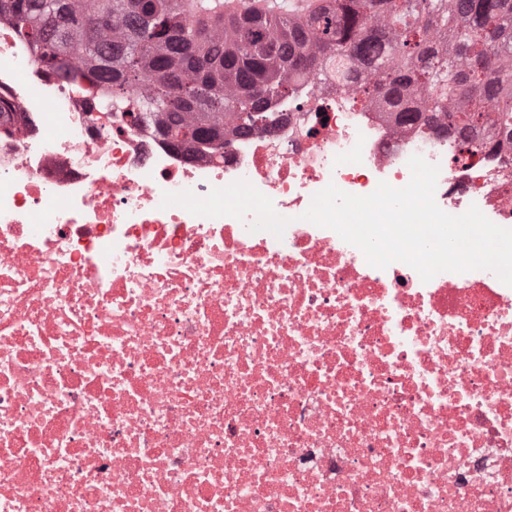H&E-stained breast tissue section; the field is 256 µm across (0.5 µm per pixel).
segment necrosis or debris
<instances>
[{
    "label": "necrosis or debris",
    "instance_id": "1",
    "mask_svg": "<svg viewBox=\"0 0 512 512\" xmlns=\"http://www.w3.org/2000/svg\"><path fill=\"white\" fill-rule=\"evenodd\" d=\"M0 512H512V287L422 281L304 221L328 185L512 229V156L310 78L187 158L0 22ZM244 179L289 218L163 207Z\"/></svg>",
    "mask_w": 512,
    "mask_h": 512
}]
</instances>
